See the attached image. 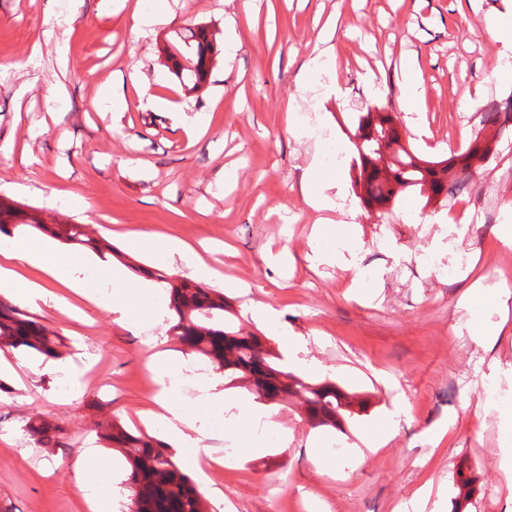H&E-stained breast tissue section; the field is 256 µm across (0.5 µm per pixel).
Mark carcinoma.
<instances>
[{
	"label": "carcinoma",
	"instance_id": "cac0c4a2",
	"mask_svg": "<svg viewBox=\"0 0 512 512\" xmlns=\"http://www.w3.org/2000/svg\"><path fill=\"white\" fill-rule=\"evenodd\" d=\"M221 53L215 33L206 27L191 31L186 49L168 53L166 66L188 93H199L207 84L217 56ZM512 129V96L491 100L484 106L481 138L473 136L465 148L446 159L429 160L400 147L403 134L394 115L386 110L358 116L354 137L360 140L352 158L353 186L369 209L392 205L400 194L409 191L431 202L444 203L448 196L463 189L466 178L457 172L470 169L493 154L494 136ZM398 146L395 159L386 167L377 164L379 149ZM10 230H5V227ZM51 229L55 239L68 245L87 247L100 257L118 255L111 243L91 237L83 224L43 223L38 217L13 206L0 205V232L24 237L31 229ZM138 273L167 284L170 307L174 311L169 332L183 347L224 372L229 383L245 380L257 398L274 403L300 393L306 418L314 428L325 432L342 429L352 415L355 395L332 381L306 382L281 363L283 357L263 348L262 337L244 333L225 320L224 292L191 279L171 281L159 269L134 267ZM25 354L60 358L65 343L62 337L30 313L6 300H0V347ZM24 430L44 448L65 446L63 430L50 420L31 419ZM102 437L124 456L129 473L131 512H207V505L191 477L178 463L164 442L144 432H133L118 421L104 426Z\"/></svg>",
	"mask_w": 512,
	"mask_h": 512
}]
</instances>
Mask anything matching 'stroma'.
<instances>
[{"instance_id":"35a3bbf8","label":"stroma","mask_w":512,"mask_h":512,"mask_svg":"<svg viewBox=\"0 0 512 512\" xmlns=\"http://www.w3.org/2000/svg\"><path fill=\"white\" fill-rule=\"evenodd\" d=\"M98 2L0 0V201L88 225L131 262L163 264L177 279L194 277L192 264L155 255L153 234L205 249L222 274L211 285L223 289L235 324L265 335L266 349L278 355L281 331L302 336L296 372L366 400L337 434L347 448H363L374 422L387 428L383 445L350 469L325 453V436L308 424L300 397L265 405L241 383L225 391L239 406L228 419L223 406L182 388L174 414L209 430L224 420L209 444L225 437L239 450L220 472L187 465L210 512H281L286 502L303 512H394L397 503L403 512H512V487L499 468V414L487 402L492 395L512 401V298L491 312L504 328L483 350L465 327L467 284L448 265L464 240L463 260L487 285L512 281V265L494 261L502 250L495 227L512 223V134L448 205L400 203L381 217L359 207L348 137L368 108L398 112L407 54L427 90L428 131H406V143L436 160L462 148L479 128L480 107L512 95V81L495 75L498 61L512 62V44L488 34L492 20L512 17V0L474 7L467 0H112L108 12ZM151 8L169 22L139 28L137 15ZM69 15L74 23L60 50L45 32ZM228 15L241 47L213 68L222 87L186 94L163 63L166 48L182 46L199 25L223 32ZM330 17L334 55L298 88L299 68ZM37 43L42 57L32 64ZM119 74L130 107L117 115L97 90ZM59 84L65 93L47 112L44 97ZM466 91L475 111L460 106ZM168 100L186 102L187 112L165 108ZM198 114L207 115L208 131L187 137L186 122ZM227 166L237 179L222 190L216 178ZM306 172L336 203L357 207L358 268L311 264L315 248L344 251L348 227L311 241L314 215L299 188ZM66 194L85 198L88 209L66 207ZM135 236L137 250L128 246ZM70 300L80 318L36 313L66 340L63 371L43 370L35 355L6 354L14 370L0 377V512H84L78 476L101 469L125 512L126 463L102 444L99 427L116 418L156 433L145 415L156 407L160 360H189L151 295L140 297L127 327L116 311L75 294ZM256 306L274 311L277 325L255 321ZM34 417L55 422L66 447L29 440L23 427ZM259 419L269 424L268 438L265 453L254 455ZM463 477L471 495L459 502Z\"/></svg>"}]
</instances>
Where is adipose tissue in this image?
Returning <instances> with one entry per match:
<instances>
[{
	"instance_id": "adipose-tissue-1",
	"label": "adipose tissue",
	"mask_w": 512,
	"mask_h": 512,
	"mask_svg": "<svg viewBox=\"0 0 512 512\" xmlns=\"http://www.w3.org/2000/svg\"><path fill=\"white\" fill-rule=\"evenodd\" d=\"M27 264L38 267L49 277L63 283L81 297L109 308L128 307L137 295L152 287V280L133 282L118 271L112 272L110 286L99 290L88 287L81 277L85 258L76 252L52 249L50 236L35 232L28 241L12 240L10 247L0 248V296L24 301L34 307H47L68 315H78L79 310L66 297L58 295L40 283L22 278L17 268ZM512 296V283L500 280L497 287L488 288L473 283L463 301L467 314L466 325L477 341L484 345L494 344L504 325L486 318L489 307Z\"/></svg>"
}]
</instances>
